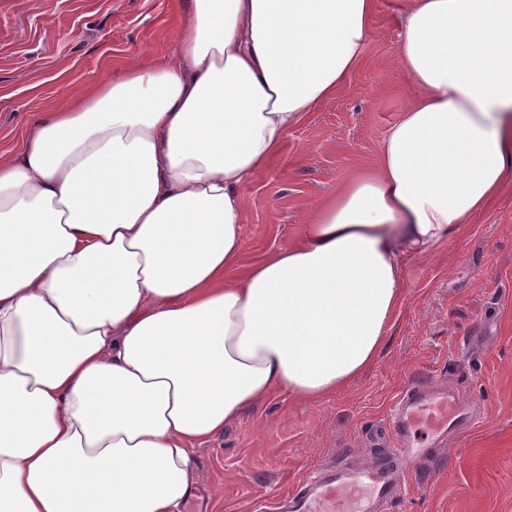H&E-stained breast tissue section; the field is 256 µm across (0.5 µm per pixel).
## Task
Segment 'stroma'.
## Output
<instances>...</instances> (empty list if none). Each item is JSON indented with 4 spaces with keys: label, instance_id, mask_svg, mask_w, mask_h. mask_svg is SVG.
Listing matches in <instances>:
<instances>
[{
    "label": "stroma",
    "instance_id": "1",
    "mask_svg": "<svg viewBox=\"0 0 512 512\" xmlns=\"http://www.w3.org/2000/svg\"><path fill=\"white\" fill-rule=\"evenodd\" d=\"M402 0H377L363 62L288 133L266 174L245 185L248 267L287 247L306 215L376 163L413 89L395 64ZM188 0H0V151L68 89L168 54ZM407 297L374 365L317 401L276 392L244 412L196 460L205 512H254L320 464L394 448L388 425L403 388L447 386L472 410L461 440L420 469L396 512H512V185L460 235L413 258Z\"/></svg>",
    "mask_w": 512,
    "mask_h": 512
}]
</instances>
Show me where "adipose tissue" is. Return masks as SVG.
Returning <instances> with one entry per match:
<instances>
[{"mask_svg": "<svg viewBox=\"0 0 512 512\" xmlns=\"http://www.w3.org/2000/svg\"><path fill=\"white\" fill-rule=\"evenodd\" d=\"M375 0H190L171 55L0 153V512H180L194 457L376 360L407 262L512 176V0H408L375 169L241 268L240 189L363 61Z\"/></svg>", "mask_w": 512, "mask_h": 512, "instance_id": "obj_1", "label": "adipose tissue"}]
</instances>
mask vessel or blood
I'll use <instances>...</instances> for the list:
<instances>
[{"mask_svg":"<svg viewBox=\"0 0 512 512\" xmlns=\"http://www.w3.org/2000/svg\"><path fill=\"white\" fill-rule=\"evenodd\" d=\"M470 412L456 396L425 383L409 385L389 419L396 449L349 467L318 469L288 497L279 512H395L401 488L409 486L414 467L451 432H467Z\"/></svg>","mask_w":512,"mask_h":512,"instance_id":"1","label":"vessel or blood"}]
</instances>
